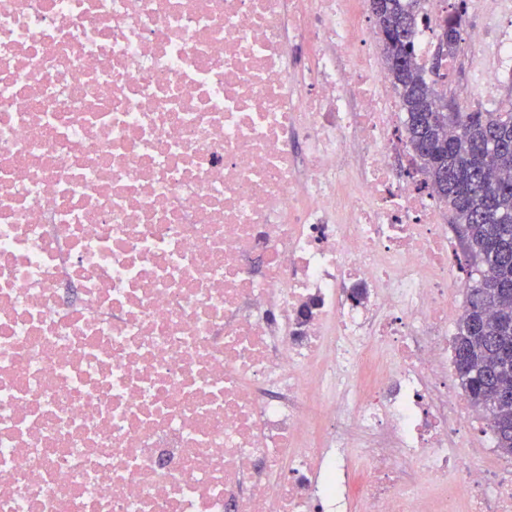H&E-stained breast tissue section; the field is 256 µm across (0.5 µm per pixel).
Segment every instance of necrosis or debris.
I'll use <instances>...</instances> for the list:
<instances>
[{"label":"necrosis or debris","mask_w":512,"mask_h":512,"mask_svg":"<svg viewBox=\"0 0 512 512\" xmlns=\"http://www.w3.org/2000/svg\"><path fill=\"white\" fill-rule=\"evenodd\" d=\"M368 11L0 0V512H512Z\"/></svg>","instance_id":"obj_1"}]
</instances>
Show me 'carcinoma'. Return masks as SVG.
<instances>
[{
  "label": "carcinoma",
  "instance_id": "1",
  "mask_svg": "<svg viewBox=\"0 0 512 512\" xmlns=\"http://www.w3.org/2000/svg\"><path fill=\"white\" fill-rule=\"evenodd\" d=\"M385 68L405 115L406 145L420 161L431 190L452 213L472 262L471 283L454 337L457 358L473 372L459 379L468 402L484 410L497 447L512 456V98L496 112H433L443 61H451L462 41L466 0L437 26L453 29L446 57L424 70L414 63L415 33L428 21L421 0H372ZM432 78H426V74Z\"/></svg>",
  "mask_w": 512,
  "mask_h": 512
}]
</instances>
